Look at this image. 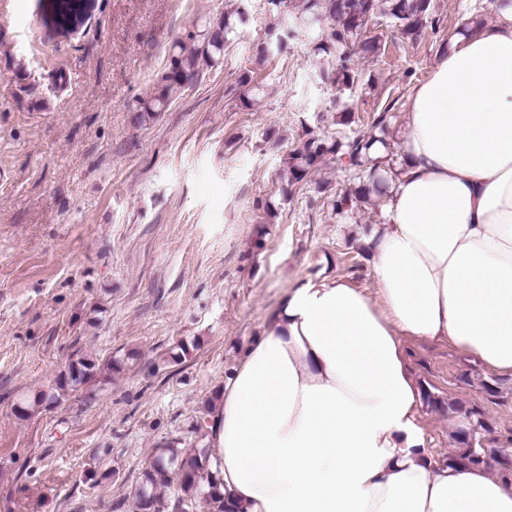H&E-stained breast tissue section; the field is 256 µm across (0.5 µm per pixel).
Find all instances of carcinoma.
I'll return each instance as SVG.
<instances>
[{"label": "carcinoma", "mask_w": 512, "mask_h": 512, "mask_svg": "<svg viewBox=\"0 0 512 512\" xmlns=\"http://www.w3.org/2000/svg\"><path fill=\"white\" fill-rule=\"evenodd\" d=\"M266 3L278 23L268 28L266 40L257 52L258 61L266 62L282 54L293 37V28H307L315 34L313 54L317 79L339 89H349L357 82L349 48L366 32L368 20L384 17L412 41L420 38L428 27L436 30L432 0H266ZM245 21L246 8L240 7L233 14L205 22L200 39L192 48L176 44L154 93L137 102L136 120L145 123L155 119L166 110L174 91L194 86L204 69L218 66L232 36ZM375 142L373 135L336 138L305 131V137L285 159L288 181L282 188L283 195H294L298 186L306 183L318 164L330 154L346 163L355 181V187L330 199L335 215L346 218L363 203L381 201L394 167L369 159L368 152ZM98 370L99 364L93 358L76 355L48 389L15 404L16 416L27 418L41 408L61 404L70 393L93 380ZM466 414L477 424V438L493 432L479 407L466 409ZM455 439L457 447L448 456V463L461 466L488 463V453L483 448L471 446V442L459 434ZM208 463L205 449L180 448L176 441L165 443L142 473L134 494V512H226L224 495L218 490ZM174 480L179 482L180 494L168 501L158 490L168 487Z\"/></svg>", "instance_id": "1"}]
</instances>
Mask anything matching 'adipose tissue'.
Returning <instances> with one entry per match:
<instances>
[{
  "mask_svg": "<svg viewBox=\"0 0 512 512\" xmlns=\"http://www.w3.org/2000/svg\"><path fill=\"white\" fill-rule=\"evenodd\" d=\"M450 35L401 117L374 230L376 296L287 292L213 403L209 468L230 512H512V478L426 452L407 338L512 377V0Z\"/></svg>",
  "mask_w": 512,
  "mask_h": 512,
  "instance_id": "obj_1",
  "label": "adipose tissue"
}]
</instances>
